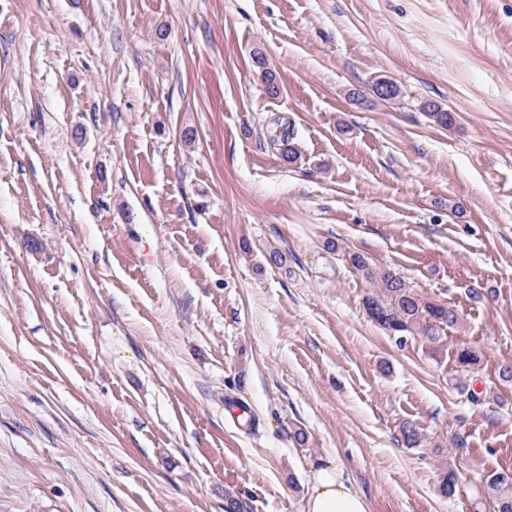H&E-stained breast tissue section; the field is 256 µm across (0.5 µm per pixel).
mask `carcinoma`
<instances>
[{"label":"carcinoma","instance_id":"obj_1","mask_svg":"<svg viewBox=\"0 0 512 512\" xmlns=\"http://www.w3.org/2000/svg\"><path fill=\"white\" fill-rule=\"evenodd\" d=\"M253 62L269 93L276 94V73L266 56L256 51L253 53ZM372 91L376 97L387 101L397 99L401 94L400 87L386 77L377 78ZM423 111L428 119L444 128L452 126L456 121V113L443 109L437 103L424 105ZM294 139V131L286 124L281 125L280 131H272L270 136L272 143L281 144V158L287 163L297 158ZM348 261L378 288V291L366 295L364 307L370 318L393 338H418L421 343L431 345L441 339L446 329L457 324L458 314L454 309L417 293L391 268H375L360 253L350 254ZM478 361V352L473 348L465 347L456 352L455 362L463 371L477 365ZM400 432L406 446L414 448L421 445V433L412 422L403 423ZM483 484L487 493L491 494L492 512H512L511 469L489 473L484 477Z\"/></svg>","mask_w":512,"mask_h":512}]
</instances>
